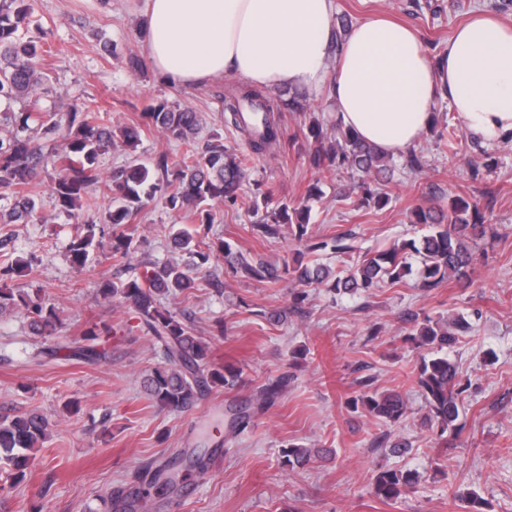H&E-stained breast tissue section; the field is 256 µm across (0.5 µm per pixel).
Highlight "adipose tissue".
Masks as SVG:
<instances>
[{"instance_id":"adipose-tissue-1","label":"adipose tissue","mask_w":512,"mask_h":512,"mask_svg":"<svg viewBox=\"0 0 512 512\" xmlns=\"http://www.w3.org/2000/svg\"><path fill=\"white\" fill-rule=\"evenodd\" d=\"M334 0H145L157 74L195 84L231 73L273 89H326L343 127L389 154L414 145L448 102L487 143L512 133V24L477 11L429 55L411 26L375 15L337 56Z\"/></svg>"}]
</instances>
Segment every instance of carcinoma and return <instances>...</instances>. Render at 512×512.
<instances>
[{
	"mask_svg": "<svg viewBox=\"0 0 512 512\" xmlns=\"http://www.w3.org/2000/svg\"><path fill=\"white\" fill-rule=\"evenodd\" d=\"M30 15L28 0H0V199L7 205L0 208V224H31L43 221L33 194L38 178L52 173L51 190L59 212L70 218L80 215L83 202L91 199L93 191L103 183L112 194L107 223L116 228L132 218L157 195L166 197L167 205L177 212L197 214L199 223L210 225L215 216L210 202L219 200L235 203L248 177L247 158L216 139L203 150L195 146L201 130L202 115L190 107H175L165 101L149 105L142 120L164 135L186 146L180 161L169 167L165 156L154 166L136 159L103 176L100 156L115 147L114 131L90 106L73 108L62 121L54 113H41L34 99L45 73L40 66V47L24 39L21 26ZM225 110L238 117L243 105L254 112V124L245 129L252 153L262 156L275 149L279 142V126L275 112L279 106L266 91L239 86L224 97ZM122 144L135 153L141 137V126H125L121 130ZM314 144L312 164H325L349 169L362 175V196L358 205L384 208L389 197L371 187L388 170L385 153L377 146L363 141L353 131L338 124L326 130L320 123L309 128ZM61 140V147L52 145ZM248 210L257 220L251 230L263 240L278 239L285 231L310 252L325 251L353 255L357 246L351 234L334 235L318 242L308 237L310 207L301 204L289 207L273 205L270 192L257 191L250 197ZM479 212L467 198L457 196L448 204L434 203L412 210L413 224H424L430 231L419 240H403L391 247L365 253L345 273H336L323 264L296 262L293 267H279L260 256L233 251L222 240L209 242L201 248L196 242L198 231H178L173 237L175 247L187 255L183 263L153 262L127 280L97 283L99 296L106 302H130L158 349L163 365L144 381V389L158 405L169 409H187L195 405L212 386H233L239 371L232 366L213 368L208 361L209 346L196 334L191 322L171 312L163 304L168 295L194 287V274L209 264L211 256H225L233 273L241 278L263 284L280 280L281 274L292 273L303 287L330 283L338 295L369 293L381 284H395L412 273L407 255L420 256L418 277L426 288H436L444 280L468 277L475 257L471 241L483 234L478 222ZM94 225H86L84 235L70 243L73 263L80 269L86 266L91 250L96 247ZM21 309L29 319L30 328L40 335H51L61 327L55 307L41 298L33 299L14 288L0 287V314ZM470 329L461 316L442 320L413 319L408 340L420 347H433L437 353L421 362L416 384L429 410L430 419L437 425L439 436L460 430L459 397L464 387L456 364L446 351L458 336ZM101 333L97 327L83 332L84 345L66 348V356L96 361L105 356L104 347L97 343ZM287 386L279 378L262 386L257 394L259 405H271ZM365 390L356 401L373 417L396 423L407 412V402L396 391L369 389L370 381L362 382ZM50 428L49 421L38 412L16 415L0 420V471L6 480L16 485L18 478L34 463V453L40 450ZM320 449L291 446L286 457L291 467H304L318 456ZM189 464L181 478H165L172 460L158 458L141 462L133 472V484L116 486L105 491L102 503L107 512H139L140 503L150 499L157 490L174 491L187 486L203 474L208 459L188 453ZM410 471L383 470L373 484L379 498L391 500L403 489L415 483Z\"/></svg>",
	"mask_w": 512,
	"mask_h": 512,
	"instance_id": "carcinoma-1",
	"label": "carcinoma"
}]
</instances>
